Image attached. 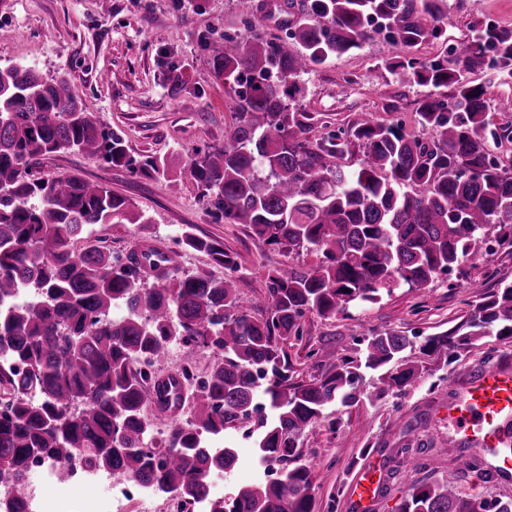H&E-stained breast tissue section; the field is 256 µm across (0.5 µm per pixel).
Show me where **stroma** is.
<instances>
[{
	"label": "stroma",
	"instance_id": "stroma-1",
	"mask_svg": "<svg viewBox=\"0 0 512 512\" xmlns=\"http://www.w3.org/2000/svg\"><path fill=\"white\" fill-rule=\"evenodd\" d=\"M492 25L512 32V0H448L443 36L415 48L416 56L451 54L472 27ZM275 27L244 0H0V64L32 66L45 74L67 72L77 93L93 108L101 124L119 135L129 154L139 160L164 159L169 179H153L110 166L81 152L41 158L49 173H71L112 188L124 196L135 214L148 219L137 224H96L88 229L90 243H103L116 253L143 244L175 253L187 273L209 270L221 278L224 268L201 252L179 248L186 226L198 235L221 242L238 262L233 273L240 296L257 303L267 293V273L282 267L310 268L315 252L269 250L247 225L216 219L199 196L190 174L188 156L223 147L232 123L230 90L217 81L205 41ZM397 48L379 35L361 49L302 74L301 111L313 116L310 139L347 131L357 121L400 124L421 140L432 137L421 127L414 109L428 95L426 87L391 74L382 60ZM182 67L189 104L171 94L158 67L160 60ZM108 80H101V72ZM512 282V253L480 249L459 268L439 276L427 287L401 288L375 304L352 307L349 314L323 317L307 314L303 338L289 353L296 375L309 379L316 369L310 350L323 348L340 357L355 356L364 337L395 331L412 342L405 362L422 366L417 384L405 395L374 398L376 374L365 375L360 389L369 399L349 410L327 408L297 440L303 462L313 465V512H354L352 485L357 466L371 460L383 484L368 512H392L415 474L397 449L426 445L437 480L456 479L455 445L448 432L446 406L451 399L448 379L502 355L512 356V338L493 336L475 343L453 362L423 354L429 336L454 327L479 301L481 291ZM234 447L238 461L223 478H210V496L230 495L262 476L253 439L242 431H226L214 447Z\"/></svg>",
	"mask_w": 512,
	"mask_h": 512
}]
</instances>
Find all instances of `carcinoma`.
Instances as JSON below:
<instances>
[{"instance_id":"carcinoma-1","label":"carcinoma","mask_w":512,"mask_h":512,"mask_svg":"<svg viewBox=\"0 0 512 512\" xmlns=\"http://www.w3.org/2000/svg\"><path fill=\"white\" fill-rule=\"evenodd\" d=\"M305 20L289 25L295 45L254 30L206 44L217 77L235 93L224 148L189 157L200 198L228 224H247L269 248H315L309 269L276 268L267 275L261 316L230 276L179 272L125 258L97 244L77 246L93 224L130 220L126 199L76 174L37 169L49 154L78 151L132 172L165 176V163L138 162L123 140L94 119L66 73L0 66V486L14 512H25L27 462L65 468L79 460L91 472L135 479L171 494L180 509L209 512H312L313 467L301 462L299 434L332 405L363 402L359 381L379 373L376 398L401 396L421 376L403 362L412 341L377 332L355 358L313 350L320 376L293 382L286 346L299 339L308 312L329 317L382 293L424 288L475 254L489 236L512 249V169L490 157L485 131L512 140V126L492 127L491 106L464 71L490 57L512 77V32L474 28L452 58L393 56L385 66L433 93L420 101L422 141L397 124L356 122L342 135L312 141V117L300 111L295 78L362 47L371 34L407 49L442 34L447 0H301ZM177 96L186 92L180 68L162 63ZM452 94H447V89ZM359 166L338 164L351 147ZM179 243L204 252L226 270L233 253L218 241L183 229ZM123 303L127 314L112 318ZM512 337V283L482 295L465 320L430 336L423 351L450 362L483 337ZM188 351L176 374L180 412L156 442L154 418L165 419L168 382L143 359L160 364L172 343ZM221 357L194 383L195 350ZM247 420L261 464L277 477L210 498L211 470L237 463L232 448L209 439ZM484 461L465 456L457 470L480 474ZM512 512V498L487 503L451 482H415L393 512Z\"/></svg>"}]
</instances>
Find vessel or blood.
I'll list each match as a JSON object with an SVG mask.
<instances>
[{"label":"vessel or blood","mask_w":512,"mask_h":512,"mask_svg":"<svg viewBox=\"0 0 512 512\" xmlns=\"http://www.w3.org/2000/svg\"><path fill=\"white\" fill-rule=\"evenodd\" d=\"M448 429L456 445L480 452L500 480L512 479V358L451 378Z\"/></svg>","instance_id":"1"}]
</instances>
